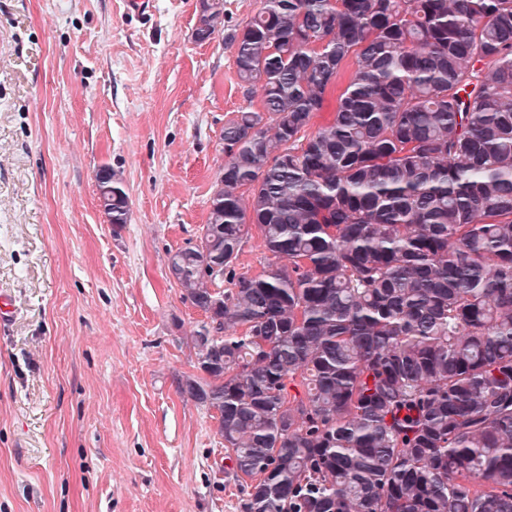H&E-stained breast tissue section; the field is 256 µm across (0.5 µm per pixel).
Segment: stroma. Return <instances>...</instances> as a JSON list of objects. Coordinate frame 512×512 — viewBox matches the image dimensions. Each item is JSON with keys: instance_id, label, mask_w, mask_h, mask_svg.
Masks as SVG:
<instances>
[{"instance_id": "obj_1", "label": "stroma", "mask_w": 512, "mask_h": 512, "mask_svg": "<svg viewBox=\"0 0 512 512\" xmlns=\"http://www.w3.org/2000/svg\"><path fill=\"white\" fill-rule=\"evenodd\" d=\"M198 0H0V512H242L170 255L207 221L246 103ZM119 171L127 224L99 206Z\"/></svg>"}]
</instances>
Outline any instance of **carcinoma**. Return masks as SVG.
Segmentation results:
<instances>
[{
  "label": "carcinoma",
  "instance_id": "carcinoma-1",
  "mask_svg": "<svg viewBox=\"0 0 512 512\" xmlns=\"http://www.w3.org/2000/svg\"><path fill=\"white\" fill-rule=\"evenodd\" d=\"M200 5L260 102L168 269L244 512H512V0ZM253 226L276 263L238 276ZM260 0H224V32L241 28L255 14Z\"/></svg>",
  "mask_w": 512,
  "mask_h": 512
}]
</instances>
